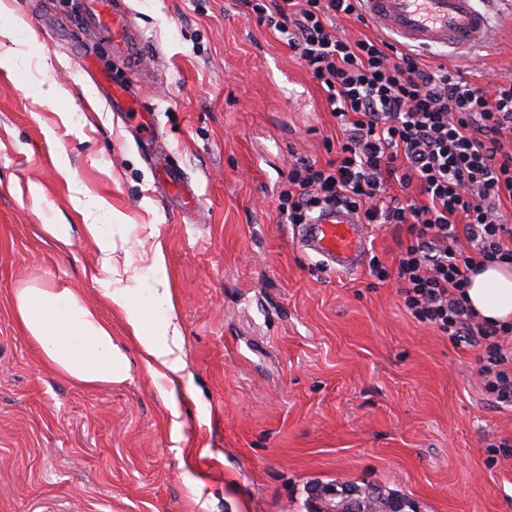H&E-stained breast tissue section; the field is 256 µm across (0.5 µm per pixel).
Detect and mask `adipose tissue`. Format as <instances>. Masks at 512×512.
I'll use <instances>...</instances> for the list:
<instances>
[{
    "label": "adipose tissue",
    "mask_w": 512,
    "mask_h": 512,
    "mask_svg": "<svg viewBox=\"0 0 512 512\" xmlns=\"http://www.w3.org/2000/svg\"><path fill=\"white\" fill-rule=\"evenodd\" d=\"M27 23L18 16L0 22V39L10 47L0 54V68L14 71L30 64L32 55L23 38ZM103 296L124 319L128 340L155 380L171 417L174 441L184 437L181 405L187 397L184 339L169 288L149 294L136 289H105ZM467 299L480 316L493 323L512 321V266L488 263L470 275ZM12 311L26 336L37 348L46 371L91 385L120 383L129 376V360L98 311L72 291L56 288L20 289Z\"/></svg>",
    "instance_id": "ef3b65f1"
}]
</instances>
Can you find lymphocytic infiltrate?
<instances>
[{
	"label": "lymphocytic infiltrate",
	"instance_id": "lymphocytic-infiltrate-1",
	"mask_svg": "<svg viewBox=\"0 0 512 512\" xmlns=\"http://www.w3.org/2000/svg\"><path fill=\"white\" fill-rule=\"evenodd\" d=\"M246 4L307 67L344 136L335 160L291 165L278 196L282 219L304 224L321 205L340 204L364 224L407 225L396 268L374 259L372 276L397 279L419 322L479 348L485 391L512 406V325L479 321L466 301L475 264L512 265V225L501 212L512 202V149L503 144L512 136V77L476 87L387 40L347 38L335 20L360 18L361 0ZM415 184L423 201L404 195ZM460 223L473 254L451 244Z\"/></svg>",
	"mask_w": 512,
	"mask_h": 512
}]
</instances>
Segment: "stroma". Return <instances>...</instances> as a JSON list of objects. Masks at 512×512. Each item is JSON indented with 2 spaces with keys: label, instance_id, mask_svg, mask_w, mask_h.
<instances>
[{
  "label": "stroma",
  "instance_id": "obj_1",
  "mask_svg": "<svg viewBox=\"0 0 512 512\" xmlns=\"http://www.w3.org/2000/svg\"><path fill=\"white\" fill-rule=\"evenodd\" d=\"M39 12L46 70L0 69V512H308L314 485L396 490L415 512H512V407L478 375L477 348L405 309L396 280L340 277L302 252L278 194L292 163L336 157L341 133L308 69L244 0H126L159 80L142 115L113 111L84 69L129 75L83 32L82 0H0ZM494 43L422 52L474 86L512 75V0L489 9ZM70 97L47 106L37 81ZM155 134V165L138 125ZM182 169L197 202L158 185ZM126 216L100 222L148 292L166 279L184 336V435L102 296L100 251L74 187ZM71 227L57 245L49 225ZM406 225L371 227L394 265ZM162 243L163 268L151 261ZM66 288L112 325L130 361L121 383L46 372L9 307L16 291Z\"/></svg>",
  "mask_w": 512,
  "mask_h": 512
}]
</instances>
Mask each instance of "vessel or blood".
Masks as SVG:
<instances>
[{
	"label": "vessel or blood",
	"instance_id": "1",
	"mask_svg": "<svg viewBox=\"0 0 512 512\" xmlns=\"http://www.w3.org/2000/svg\"><path fill=\"white\" fill-rule=\"evenodd\" d=\"M365 20L403 45L421 49H463L479 46L493 36V28L479 0H361ZM84 31L106 35L112 55L127 69L146 75L145 37L124 0H88L79 18ZM94 83L115 111H136L131 86L114 83L110 76ZM298 247L319 257L326 270L348 276L362 269L369 251V228L343 206L321 208L308 223L298 225Z\"/></svg>",
	"mask_w": 512,
	"mask_h": 512
}]
</instances>
